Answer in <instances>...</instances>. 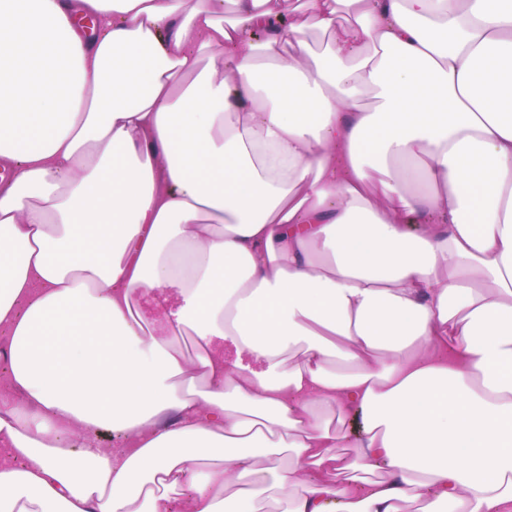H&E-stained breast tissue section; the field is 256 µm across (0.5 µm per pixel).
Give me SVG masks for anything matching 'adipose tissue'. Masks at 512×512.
Wrapping results in <instances>:
<instances>
[{
	"label": "adipose tissue",
	"mask_w": 512,
	"mask_h": 512,
	"mask_svg": "<svg viewBox=\"0 0 512 512\" xmlns=\"http://www.w3.org/2000/svg\"><path fill=\"white\" fill-rule=\"evenodd\" d=\"M1 166L0 512H512V0H0Z\"/></svg>",
	"instance_id": "1"
}]
</instances>
